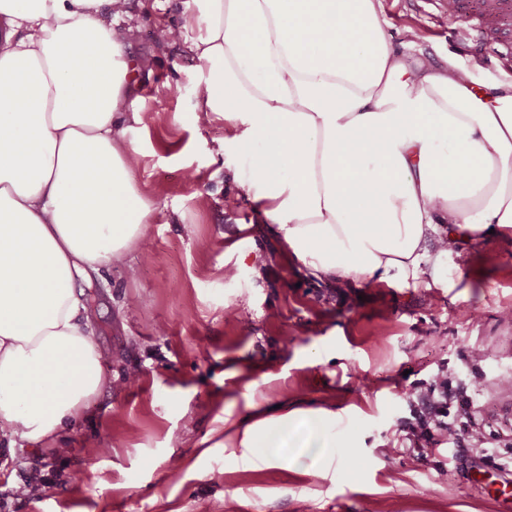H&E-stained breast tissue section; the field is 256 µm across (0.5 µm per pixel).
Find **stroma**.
I'll use <instances>...</instances> for the list:
<instances>
[{
	"instance_id": "1",
	"label": "stroma",
	"mask_w": 512,
	"mask_h": 512,
	"mask_svg": "<svg viewBox=\"0 0 512 512\" xmlns=\"http://www.w3.org/2000/svg\"><path fill=\"white\" fill-rule=\"evenodd\" d=\"M186 0H129L127 54L142 84L129 137L157 212L144 249L101 268L90 316L108 380L57 441L0 456V512H512V474L458 466L455 445L402 451L409 395L437 371L469 385L480 416L512 435V245L464 247L442 284L321 280L300 268L237 189L253 157L196 111L201 65L163 45ZM387 30L418 32L435 64L481 83L508 76L461 49L446 0H379ZM488 354L469 360L470 351ZM321 410L331 448H245L251 404ZM26 486L28 499L12 498Z\"/></svg>"
}]
</instances>
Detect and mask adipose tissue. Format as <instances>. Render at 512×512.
<instances>
[{
	"instance_id": "ef3b65f1",
	"label": "adipose tissue",
	"mask_w": 512,
	"mask_h": 512,
	"mask_svg": "<svg viewBox=\"0 0 512 512\" xmlns=\"http://www.w3.org/2000/svg\"><path fill=\"white\" fill-rule=\"evenodd\" d=\"M127 0H0V439L56 437L105 384L75 278L145 241L153 203L127 132ZM176 40L198 111L253 155L240 187L319 279L419 283L512 228V82L406 60L376 0H193ZM310 409L257 408L241 444Z\"/></svg>"
}]
</instances>
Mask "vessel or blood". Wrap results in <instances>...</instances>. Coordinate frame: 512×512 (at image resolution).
I'll return each mask as SVG.
<instances>
[{
  "mask_svg": "<svg viewBox=\"0 0 512 512\" xmlns=\"http://www.w3.org/2000/svg\"><path fill=\"white\" fill-rule=\"evenodd\" d=\"M451 11L462 22L459 39L478 43L503 70L512 72V56L501 50L512 41V0H452Z\"/></svg>",
  "mask_w": 512,
  "mask_h": 512,
  "instance_id": "b4317fda",
  "label": "vessel or blood"
}]
</instances>
